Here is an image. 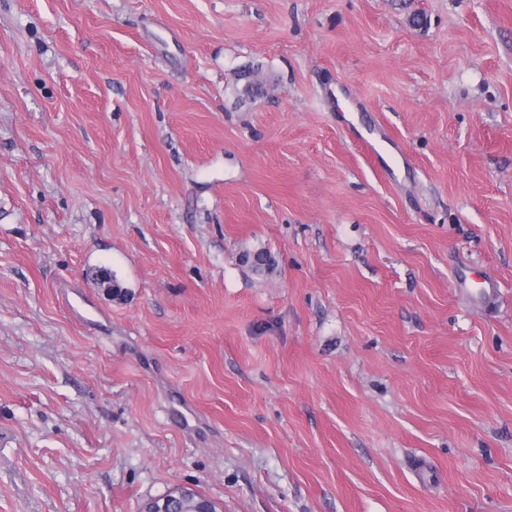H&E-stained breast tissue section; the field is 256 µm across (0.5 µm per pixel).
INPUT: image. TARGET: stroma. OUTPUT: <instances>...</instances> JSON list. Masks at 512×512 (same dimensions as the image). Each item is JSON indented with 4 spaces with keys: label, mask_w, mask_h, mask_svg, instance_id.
I'll use <instances>...</instances> for the list:
<instances>
[{
    "label": "stroma",
    "mask_w": 512,
    "mask_h": 512,
    "mask_svg": "<svg viewBox=\"0 0 512 512\" xmlns=\"http://www.w3.org/2000/svg\"><path fill=\"white\" fill-rule=\"evenodd\" d=\"M177 487L512 512V0H0V512Z\"/></svg>",
    "instance_id": "35a3bbf8"
}]
</instances>
